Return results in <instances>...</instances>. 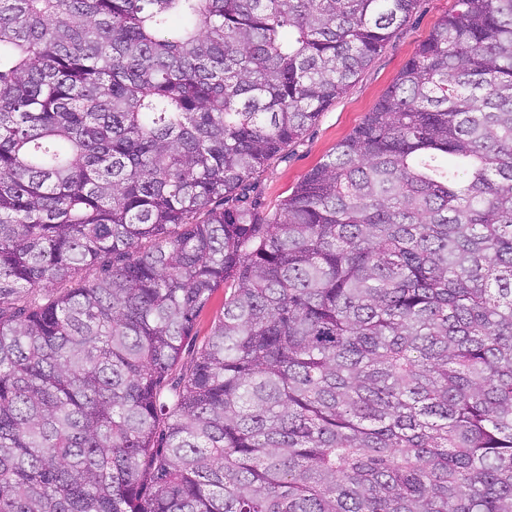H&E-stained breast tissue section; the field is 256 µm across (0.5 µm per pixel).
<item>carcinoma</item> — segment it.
<instances>
[{"label":"carcinoma","instance_id":"carcinoma-1","mask_svg":"<svg viewBox=\"0 0 512 512\" xmlns=\"http://www.w3.org/2000/svg\"><path fill=\"white\" fill-rule=\"evenodd\" d=\"M415 2L0 0V512H512V0L249 199ZM224 290L217 291L207 305L201 310L195 322L191 336L186 340L182 358L177 371L189 368L196 359L202 342L211 331L214 320L223 311Z\"/></svg>","mask_w":512,"mask_h":512}]
</instances>
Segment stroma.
Returning a JSON list of instances; mask_svg holds the SVG:
<instances>
[{"mask_svg": "<svg viewBox=\"0 0 512 512\" xmlns=\"http://www.w3.org/2000/svg\"><path fill=\"white\" fill-rule=\"evenodd\" d=\"M456 2L416 0L407 21L395 30L346 92L333 101L296 142L288 145L254 175L256 192L264 206L276 207L326 154L354 132L366 114L376 106L397 73L429 36L436 22L455 11ZM223 306L224 294L219 291L201 310L183 348L182 368H189L194 362Z\"/></svg>", "mask_w": 512, "mask_h": 512, "instance_id": "obj_1", "label": "stroma"}]
</instances>
